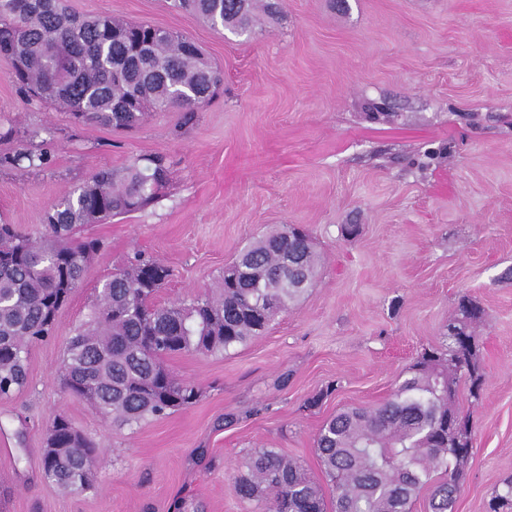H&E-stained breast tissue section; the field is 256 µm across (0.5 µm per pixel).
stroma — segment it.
<instances>
[{
    "label": "stroma",
    "mask_w": 512,
    "mask_h": 512,
    "mask_svg": "<svg viewBox=\"0 0 512 512\" xmlns=\"http://www.w3.org/2000/svg\"><path fill=\"white\" fill-rule=\"evenodd\" d=\"M66 3L176 31L224 82L193 122L174 109L105 128L28 100L0 57V128L16 131L0 154L34 125L51 154L42 172L0 168V222L40 241L45 208L99 167L163 154L171 169L154 205L84 229L101 248L31 349L26 388L0 398V512H254L232 489L246 454L278 449L323 480L324 420L389 399L423 350L445 347L464 297L484 311L482 385L454 396L472 421L454 512H488L512 477V0H281L275 19L255 0L261 20L243 37L167 0ZM281 224L309 231L316 281L245 345L169 359L200 388L195 405L130 429L63 389L69 338L134 252L170 267L157 301L177 302ZM58 415L98 448L82 495L41 477Z\"/></svg>",
    "instance_id": "1"
}]
</instances>
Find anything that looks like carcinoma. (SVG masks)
I'll use <instances>...</instances> for the list:
<instances>
[{
    "label": "carcinoma",
    "mask_w": 512,
    "mask_h": 512,
    "mask_svg": "<svg viewBox=\"0 0 512 512\" xmlns=\"http://www.w3.org/2000/svg\"><path fill=\"white\" fill-rule=\"evenodd\" d=\"M178 2L216 30L245 35L256 21L253 0ZM0 57L21 60L12 80L29 99L104 127L133 128L149 112L174 108L190 121L223 83V74L187 38L146 22L79 16L63 0H0ZM49 164L44 151L0 155V167L40 171ZM168 177L160 154L121 170L99 168L45 208L48 238L42 243L0 224V398L26 385L30 348L52 337L58 312L82 283L98 244L78 239L80 229L153 204ZM318 267L309 234L284 224L247 244L217 288L187 303L158 305L156 294L171 271L136 254L97 290L90 320L70 338L61 366L64 387L119 426L188 408L199 390L178 379L167 360L247 343L300 299ZM458 311L457 335L448 337L446 351L424 350L389 400L341 410L323 423L315 447L332 483L331 499L275 448L247 455V473L236 479L234 493L258 512H412L417 495L430 487L431 512H453L472 446L470 417L448 424L450 403L458 370L467 369L473 393L482 381L471 323L483 310L464 298ZM46 440L54 453L42 457L43 479L65 494L91 489L98 457L92 441L63 416L54 419ZM489 508L512 509V479Z\"/></svg>",
    "instance_id": "cac0c4a2"
}]
</instances>
